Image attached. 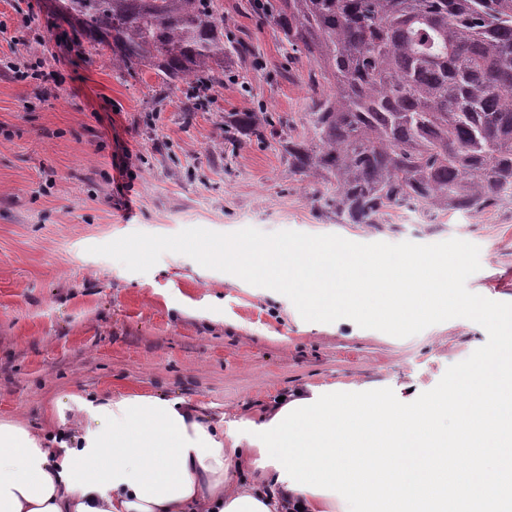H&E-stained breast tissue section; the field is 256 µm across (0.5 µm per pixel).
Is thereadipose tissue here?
<instances>
[{
	"label": "adipose tissue",
	"instance_id": "adipose-tissue-1",
	"mask_svg": "<svg viewBox=\"0 0 512 512\" xmlns=\"http://www.w3.org/2000/svg\"><path fill=\"white\" fill-rule=\"evenodd\" d=\"M502 347L459 383L460 417L484 446L462 457L440 429L443 402L406 406L354 390L308 386L273 402L259 421L225 437L180 399L77 398L78 416L54 431L0 422V512H421L442 471L466 512H512V315ZM253 480H236L231 468Z\"/></svg>",
	"mask_w": 512,
	"mask_h": 512
}]
</instances>
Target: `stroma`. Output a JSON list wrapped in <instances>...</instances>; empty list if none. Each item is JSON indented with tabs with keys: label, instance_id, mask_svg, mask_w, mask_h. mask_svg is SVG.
<instances>
[{
	"label": "stroma",
	"instance_id": "35a3bbf8",
	"mask_svg": "<svg viewBox=\"0 0 512 512\" xmlns=\"http://www.w3.org/2000/svg\"><path fill=\"white\" fill-rule=\"evenodd\" d=\"M213 3L258 62L226 59L223 85L201 99L146 69L112 70L51 0H0V60L40 58L47 70L24 81L0 71V422L51 429L75 398L138 394L184 400L234 433L307 385L414 401L487 341L463 318L406 338L307 322L286 296L183 254L135 273L89 252L134 232L458 238L480 249L468 289L512 303V204L428 224L404 208L382 224H340L289 172L287 136L225 141V120L260 106L274 127L302 130L310 64L256 24L247 0Z\"/></svg>",
	"mask_w": 512,
	"mask_h": 512
}]
</instances>
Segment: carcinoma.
<instances>
[{"instance_id": "obj_1", "label": "carcinoma", "mask_w": 512, "mask_h": 512, "mask_svg": "<svg viewBox=\"0 0 512 512\" xmlns=\"http://www.w3.org/2000/svg\"><path fill=\"white\" fill-rule=\"evenodd\" d=\"M60 13L104 45L112 70L145 68L167 85L224 83V58H252L213 0H60ZM305 57L312 136H288V168L339 224H383L388 211L477 214L512 203V0H248ZM258 109L224 136L263 139Z\"/></svg>"}]
</instances>
